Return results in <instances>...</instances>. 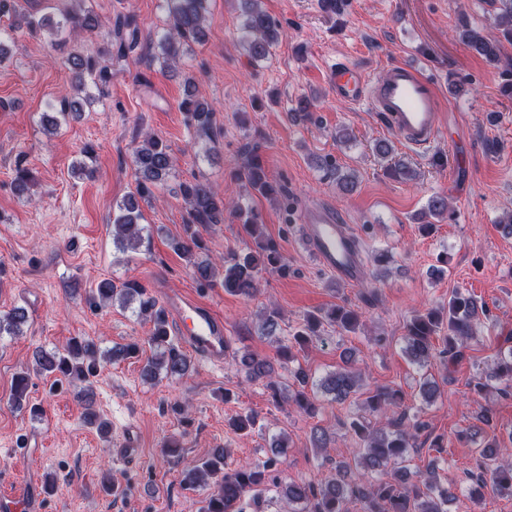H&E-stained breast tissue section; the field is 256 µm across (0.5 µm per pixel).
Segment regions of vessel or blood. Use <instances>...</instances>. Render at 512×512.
I'll use <instances>...</instances> for the list:
<instances>
[{
    "label": "vessel or blood",
    "mask_w": 512,
    "mask_h": 512,
    "mask_svg": "<svg viewBox=\"0 0 512 512\" xmlns=\"http://www.w3.org/2000/svg\"><path fill=\"white\" fill-rule=\"evenodd\" d=\"M328 82L334 97L365 104L383 125L408 147L427 150L440 132L442 97L437 84L406 62L386 65L370 77L347 64L333 65ZM298 223L303 239L318 265L345 285L357 283L366 271L362 253L348 225L327 207L303 210ZM164 305L175 331L193 356L220 368L232 344L223 317L195 296L163 290Z\"/></svg>",
    "instance_id": "vessel-or-blood-1"
}]
</instances>
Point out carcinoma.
Returning <instances> with one entry per match:
<instances>
[{"instance_id":"carcinoma-1","label":"carcinoma","mask_w":512,"mask_h":512,"mask_svg":"<svg viewBox=\"0 0 512 512\" xmlns=\"http://www.w3.org/2000/svg\"><path fill=\"white\" fill-rule=\"evenodd\" d=\"M209 0H165L168 12V27L160 34L157 50L164 64L176 65L183 55V44L199 42L205 36L206 12ZM248 5L242 27L241 43L250 57L261 61L268 57L270 48L279 40V24L259 7V0H243ZM0 13L21 17L32 31L46 27L55 37L51 44L66 41V36L76 32L94 31L99 27L98 18L77 9L72 3L61 13L62 20L53 22L51 17L16 12L9 0H0ZM494 27L504 38L512 39V0H499L494 17ZM459 37L468 46L490 61L499 57V41L478 29H467ZM68 69L79 77L76 89L84 91L90 85L98 91L106 90L112 82V69L101 63L92 53H72L66 60ZM80 102L63 99L59 102L58 115L45 116L44 126L52 129L60 125V120L77 114ZM181 110L186 114L199 135L208 140L214 138V109L208 103L196 98L192 83L185 85V97ZM135 169V192L124 197L117 204V214L113 218V233L117 244L122 248L137 250L149 241L150 228L144 223L145 216L139 201L154 195L158 186L173 168V156L168 145L154 136H148L132 152ZM320 168L336 177L340 190L351 193L355 182L346 176L336 175V166L325 157ZM28 169L22 164L15 165L13 188L19 195L28 191ZM247 188L262 196H271L276 189L270 183L261 165L251 162L244 174ZM183 199L187 205L185 236L174 243V250L182 255L190 268L194 280L201 287H211L221 282L224 290L234 295L253 296L262 272L272 269L280 273L288 272V264L272 240L263 238L259 214L243 210L235 211L244 217L245 231L256 240L258 252L244 254L231 253L217 264L199 254L205 249L197 226L224 223V198L209 184L193 180L183 184ZM448 198L434 195L429 198L426 213L419 231L424 235L436 229L435 221L448 215ZM95 306L107 307L118 301L126 306L137 302V317L153 324L148 345L152 356L142 368V376L147 381L155 380L160 373L170 376H183L189 371L186 356L172 342L167 330L165 308L136 282L116 284L111 279L100 281L92 289ZM486 307L477 305L471 298L460 292L448 299V305L431 307L416 312L407 324L405 345L402 348L409 361L421 368L425 367L434 354L438 353L452 361L462 354L467 341L474 338L475 324L480 317L488 316ZM28 321L26 308L16 306L0 313V336H17ZM336 330L351 333L358 329L360 313L343 304L335 305L317 314H310L303 325L295 331L289 345L282 348V357L293 359V348L303 347L319 336L324 325ZM443 337V349L437 350L434 340ZM103 357L97 344L88 338H73L61 349L45 350L38 348L33 354L36 372L45 377L73 379L83 384L87 401L85 418L89 423L97 420L92 409L93 378L96 376L99 359ZM355 362L353 353L345 355L346 368L327 375L313 383L316 391L332 396L337 401H346L360 391L361 373L350 369ZM239 371L249 382H263L272 392L274 399L281 398V388L274 380V368L265 358L252 353H244L236 361ZM489 376L498 379H512V349L508 355L499 356L489 369ZM299 389L287 396L300 410L312 414L317 409L316 395L305 391L309 383L308 374L299 369L294 372ZM30 375L19 374L14 383L12 400L17 407L26 401ZM258 423V416L245 412L231 420L230 426L239 435H246ZM362 447L357 449L353 463L326 459L331 465L329 475L318 483L292 481L279 487L278 494L291 512H347V505L357 501L361 512H448V501L452 498L449 489L440 486L437 479L438 465L430 462L426 469L411 472L404 462L412 447L411 440L422 428L423 423L416 415L402 407V393L394 388H379L361 400V408L343 423ZM275 458L263 464L228 470L225 468V450L215 449L203 462L189 464L184 472L183 484L190 487H212L205 499L204 512H245L244 500L249 492L261 491L265 483V473L277 463V458L288 452V437L279 435L273 438ZM482 472L470 478L472 493L481 497L489 489L494 494L512 497V455L493 437L480 450Z\"/></svg>"}]
</instances>
